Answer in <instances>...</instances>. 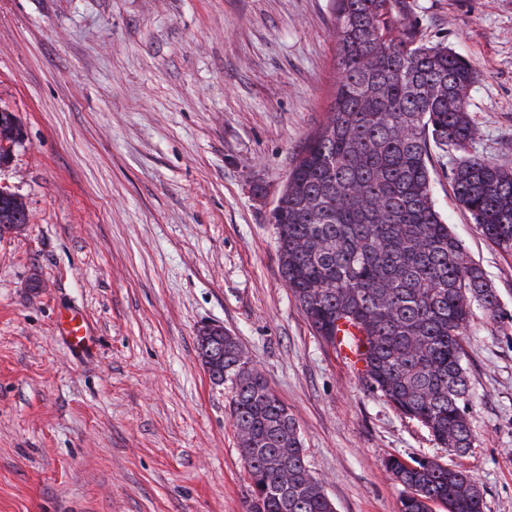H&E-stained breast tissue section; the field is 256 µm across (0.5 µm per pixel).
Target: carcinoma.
Returning <instances> with one entry per match:
<instances>
[{"instance_id":"cac0c4a2","label":"carcinoma","mask_w":512,"mask_h":512,"mask_svg":"<svg viewBox=\"0 0 512 512\" xmlns=\"http://www.w3.org/2000/svg\"><path fill=\"white\" fill-rule=\"evenodd\" d=\"M338 77L327 122L280 193L274 225L281 276L315 333L335 343L341 322L365 338L367 389L455 454L472 445L464 343L472 306L494 322L500 302L483 269L442 218L433 152L464 150L475 135L467 90L479 71L421 36L407 0H332ZM449 183L495 247L512 253V170L468 157ZM20 197L0 205L18 223ZM224 339V373L238 369ZM230 417L250 463L246 512H336L309 468L288 407L261 374L235 386ZM400 512H483L472 478L397 456Z\"/></svg>"}]
</instances>
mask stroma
I'll return each instance as SVG.
<instances>
[{
  "label": "stroma",
  "mask_w": 512,
  "mask_h": 512,
  "mask_svg": "<svg viewBox=\"0 0 512 512\" xmlns=\"http://www.w3.org/2000/svg\"><path fill=\"white\" fill-rule=\"evenodd\" d=\"M480 72L476 134L436 152V206L496 288L465 344L473 443L449 454L370 393L285 284L269 213L336 80L331 0H0V110L22 138L0 186V512H245L224 326L279 399L337 512H399L388 457L470 474L512 512V256L458 206L463 155L512 170V0H409ZM85 321L75 352L63 322ZM14 193L9 189L0 187V202L10 199ZM25 205L22 199L16 196L14 199L6 201L3 205H0V225L1 226L0 236L9 234L20 230L25 224H18V215L23 213Z\"/></svg>",
  "instance_id": "1"
}]
</instances>
